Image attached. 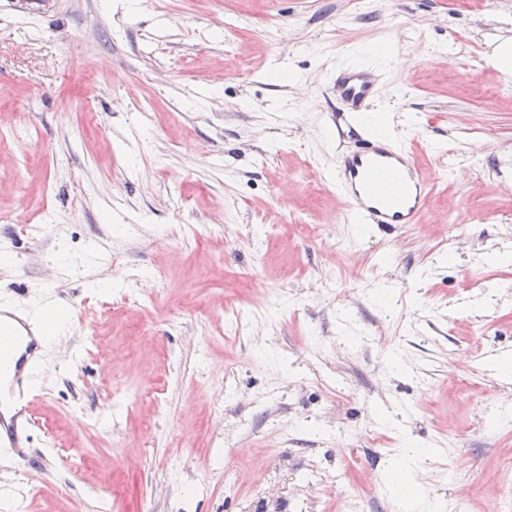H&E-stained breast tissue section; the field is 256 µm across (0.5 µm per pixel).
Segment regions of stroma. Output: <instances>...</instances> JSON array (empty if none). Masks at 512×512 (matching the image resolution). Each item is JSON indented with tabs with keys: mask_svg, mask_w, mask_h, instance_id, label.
<instances>
[{
	"mask_svg": "<svg viewBox=\"0 0 512 512\" xmlns=\"http://www.w3.org/2000/svg\"><path fill=\"white\" fill-rule=\"evenodd\" d=\"M508 37L512 0H0V125L38 132L0 141V302L68 324L0 488L26 512L512 498ZM383 44L371 108L412 116L427 167L455 154L416 224L353 223L332 188L356 145L332 78Z\"/></svg>",
	"mask_w": 512,
	"mask_h": 512,
	"instance_id": "stroma-1",
	"label": "stroma"
}]
</instances>
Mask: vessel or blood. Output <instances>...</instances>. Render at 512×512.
I'll return each instance as SVG.
<instances>
[{"mask_svg": "<svg viewBox=\"0 0 512 512\" xmlns=\"http://www.w3.org/2000/svg\"><path fill=\"white\" fill-rule=\"evenodd\" d=\"M377 89L374 74L349 67L336 77V90L347 105L340 119L352 127ZM355 150L343 153L336 172V192L358 224H414L435 188L421 168L412 144L396 146L380 137L358 136ZM42 355L41 334L22 302L0 304V378L9 377L13 405L0 411V447L12 449L26 464L31 440L29 398L37 390L33 373Z\"/></svg>", "mask_w": 512, "mask_h": 512, "instance_id": "1", "label": "vessel or blood"}]
</instances>
